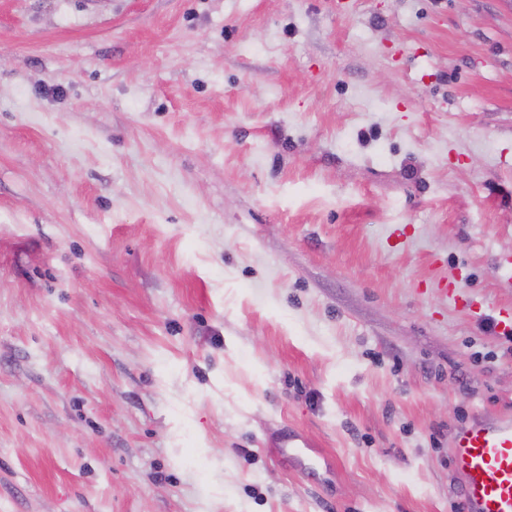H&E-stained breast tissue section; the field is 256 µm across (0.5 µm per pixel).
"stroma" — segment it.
<instances>
[{
	"instance_id": "stroma-1",
	"label": "stroma",
	"mask_w": 512,
	"mask_h": 512,
	"mask_svg": "<svg viewBox=\"0 0 512 512\" xmlns=\"http://www.w3.org/2000/svg\"><path fill=\"white\" fill-rule=\"evenodd\" d=\"M504 306L512 0H0V512H464Z\"/></svg>"
}]
</instances>
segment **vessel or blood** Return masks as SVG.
Here are the masks:
<instances>
[{"label":"vessel or blood","instance_id":"vessel-or-blood-1","mask_svg":"<svg viewBox=\"0 0 512 512\" xmlns=\"http://www.w3.org/2000/svg\"><path fill=\"white\" fill-rule=\"evenodd\" d=\"M451 445L468 512H512V416L472 421Z\"/></svg>","mask_w":512,"mask_h":512}]
</instances>
